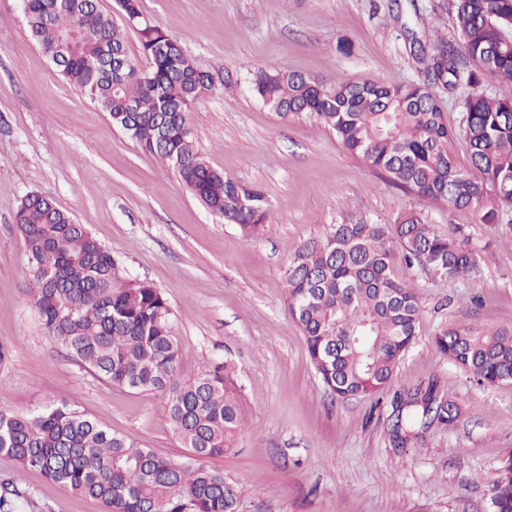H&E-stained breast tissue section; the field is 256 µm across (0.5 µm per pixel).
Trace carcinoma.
<instances>
[{"label":"carcinoma","mask_w":512,"mask_h":512,"mask_svg":"<svg viewBox=\"0 0 512 512\" xmlns=\"http://www.w3.org/2000/svg\"><path fill=\"white\" fill-rule=\"evenodd\" d=\"M32 39L58 72L138 145L175 168L214 214L254 235L270 223L261 190L210 167L196 149L190 112L215 89L180 41L134 22L146 60H129L124 33L98 0H21ZM460 47L439 37L421 58L424 79L398 86L336 83L286 70H260L253 90L280 117L306 115L387 181L429 204L470 209L481 224L512 226V102L477 92L486 79L512 83V0H450ZM464 94L460 124L448 127L441 94ZM467 144L466 161L452 142ZM15 222L31 268L32 304L47 333L114 386L166 395L167 418L204 460L231 450L244 414L235 369L208 366L181 383L183 349L161 290L125 277L119 259L49 197L32 192ZM407 268L455 283L477 282L485 247L440 233L420 211L391 224H331L299 245L284 275L289 315L304 334L323 385L341 398L386 392L414 343L422 307L393 269L394 247ZM433 342L481 386L512 383V325L456 323ZM392 439L453 428L457 403L416 388L393 396ZM0 454L23 469L99 500L105 512H237L241 492L221 469L140 448L64 404L34 414L0 410ZM491 512H512V452L492 480Z\"/></svg>","instance_id":"obj_1"}]
</instances>
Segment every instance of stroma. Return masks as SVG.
<instances>
[{
    "instance_id": "stroma-1",
    "label": "stroma",
    "mask_w": 512,
    "mask_h": 512,
    "mask_svg": "<svg viewBox=\"0 0 512 512\" xmlns=\"http://www.w3.org/2000/svg\"><path fill=\"white\" fill-rule=\"evenodd\" d=\"M450 0H140L177 37L216 89L191 114L196 146L215 170L260 188L272 222L244 236L209 211L177 171L114 127L30 39L20 0H0V410L72 406L138 446L190 461L164 398L113 386L47 335L14 222L28 193L51 197L118 257L131 279L167 298L189 381L235 366L245 424L232 452L212 459L240 489L238 512H489L491 478L512 451V384L480 387L442 353L438 329L462 321L512 324V227L419 201L303 116L280 118L251 87L258 70L331 82L419 81V47L459 44ZM418 210L444 234L487 248L478 287L414 274L422 318L379 400L330 395L284 302L295 246L327 225L388 224ZM436 384L462 410L405 447L390 435L394 393ZM28 496L14 512H104L99 500L22 470L0 454V482Z\"/></svg>"
}]
</instances>
